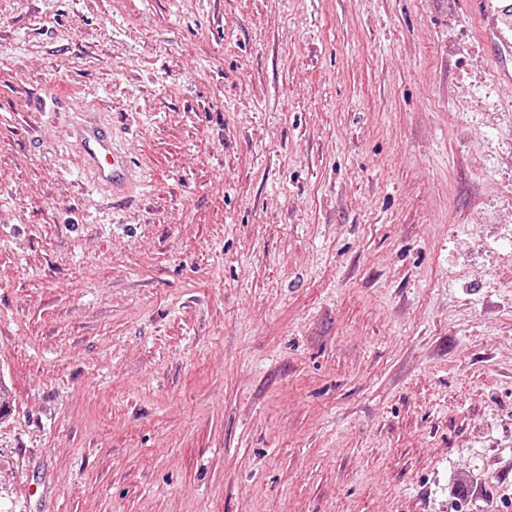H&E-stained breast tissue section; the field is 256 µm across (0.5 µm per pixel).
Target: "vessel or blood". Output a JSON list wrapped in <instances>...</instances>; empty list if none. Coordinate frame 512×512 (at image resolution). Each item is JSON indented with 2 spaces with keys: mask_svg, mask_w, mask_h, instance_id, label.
<instances>
[{
  "mask_svg": "<svg viewBox=\"0 0 512 512\" xmlns=\"http://www.w3.org/2000/svg\"><path fill=\"white\" fill-rule=\"evenodd\" d=\"M73 136L79 160L98 187L122 199L138 187L140 178L133 162L115 147L109 126L98 112L84 111Z\"/></svg>",
  "mask_w": 512,
  "mask_h": 512,
  "instance_id": "obj_1",
  "label": "vessel or blood"
}]
</instances>
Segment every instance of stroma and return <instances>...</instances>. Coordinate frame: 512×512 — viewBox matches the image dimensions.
I'll return each instance as SVG.
<instances>
[{
    "mask_svg": "<svg viewBox=\"0 0 512 512\" xmlns=\"http://www.w3.org/2000/svg\"><path fill=\"white\" fill-rule=\"evenodd\" d=\"M507 65L467 0H0V512H512ZM81 121L73 131L81 164L92 174L94 183L115 198H127L139 186L133 162L112 141L108 123L98 112H80Z\"/></svg>",
    "mask_w": 512,
    "mask_h": 512,
    "instance_id": "stroma-1",
    "label": "stroma"
}]
</instances>
